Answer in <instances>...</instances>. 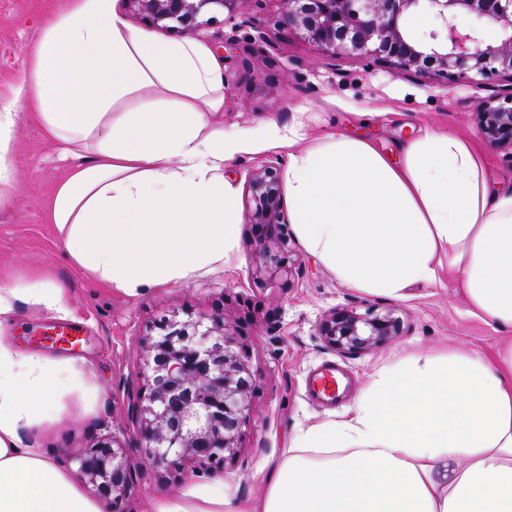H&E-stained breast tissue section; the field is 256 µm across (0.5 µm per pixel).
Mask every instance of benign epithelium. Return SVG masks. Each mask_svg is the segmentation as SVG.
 Wrapping results in <instances>:
<instances>
[{
  "mask_svg": "<svg viewBox=\"0 0 512 512\" xmlns=\"http://www.w3.org/2000/svg\"><path fill=\"white\" fill-rule=\"evenodd\" d=\"M144 26L172 34L196 33L216 15L235 13L242 0H129ZM276 24L292 27L323 54L371 57L396 74L433 72L449 78L469 73L488 78L512 75V0H278ZM425 9L434 27L415 40L409 18ZM465 12L495 26L499 41L488 43L461 30ZM476 120L492 147L512 150V94L479 104ZM249 219L259 235L253 276L260 283L292 275L282 178L275 166L255 172L249 184ZM145 342L144 392L135 407L147 459L169 469L191 461L219 469L240 448L250 420L257 380L242 358L237 333L224 312L185 320L164 318ZM326 345L341 354L366 353L403 331L389 308L365 313L342 308L320 325ZM76 473L95 494L122 512L132 489L125 447L117 438L75 457Z\"/></svg>",
  "mask_w": 512,
  "mask_h": 512,
  "instance_id": "benign-epithelium-1",
  "label": "benign epithelium"
}]
</instances>
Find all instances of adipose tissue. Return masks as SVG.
<instances>
[{
  "instance_id": "ef3b65f1",
  "label": "adipose tissue",
  "mask_w": 512,
  "mask_h": 512,
  "mask_svg": "<svg viewBox=\"0 0 512 512\" xmlns=\"http://www.w3.org/2000/svg\"><path fill=\"white\" fill-rule=\"evenodd\" d=\"M0 102V194L27 104L75 164L45 204L72 262L129 298L224 267L240 210L226 162L286 150L291 222L305 250L350 288L393 297L453 279L469 312L512 335V187L489 181L474 142L424 130L398 154L369 137L307 139L268 118L224 129L221 60L202 41L133 28L118 0H66ZM66 313L61 286H0V324L19 298ZM89 374L0 336V512H103L24 431ZM265 498L215 494L153 512H512V342L495 355L420 357L379 372L340 420L295 437Z\"/></svg>"
}]
</instances>
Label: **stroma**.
I'll use <instances>...</instances> for the list:
<instances>
[{
    "label": "stroma",
    "mask_w": 512,
    "mask_h": 512,
    "mask_svg": "<svg viewBox=\"0 0 512 512\" xmlns=\"http://www.w3.org/2000/svg\"><path fill=\"white\" fill-rule=\"evenodd\" d=\"M60 6L61 0H0V100L10 98L23 76L24 51L34 41L40 20ZM279 7L278 0H241L235 15L218 16L196 33L224 61V110L216 119L225 128L255 130L272 116L283 126H303L311 139L341 128L354 136H370L393 154L400 141L427 125L471 138L486 155L491 179L512 182V155L487 145L475 119L478 102L512 94V77L450 80L414 71L397 75L369 57L332 58L296 30L274 25ZM248 42L259 48V56H233L234 48ZM13 158L16 182L0 198V281L40 273L63 286L69 320L81 334L74 346L50 341L59 315L22 300L0 334L19 349L84 364L95 374L84 392L62 399L53 421L31 427L26 435L45 457L71 472L77 469L74 456L119 436L133 472L125 512H151L158 500L182 504L217 492L231 500L262 498L266 483L258 468L275 469L295 435L338 419L383 367L475 349L492 355L501 345L500 333L468 314L456 282L416 285L400 298L357 291L309 255L293 231L289 246L298 267L289 282L256 284V228L245 218L239 224L237 252L223 270L137 298L124 297L78 268L45 224V200L71 162L29 117L20 119ZM287 163L286 153L274 149L242 154L226 165L225 177L243 204L257 169L272 165L282 170ZM370 306L400 309L401 335L364 354L342 355L326 346L318 331L326 315L337 308L362 313ZM220 310L241 326L243 357L258 384L241 446L220 469L189 463L174 472L152 466L139 446L133 412L143 388L146 338L162 317ZM329 366L344 379V389L332 399L314 396L311 380Z\"/></svg>",
    "instance_id": "obj_1"
}]
</instances>
